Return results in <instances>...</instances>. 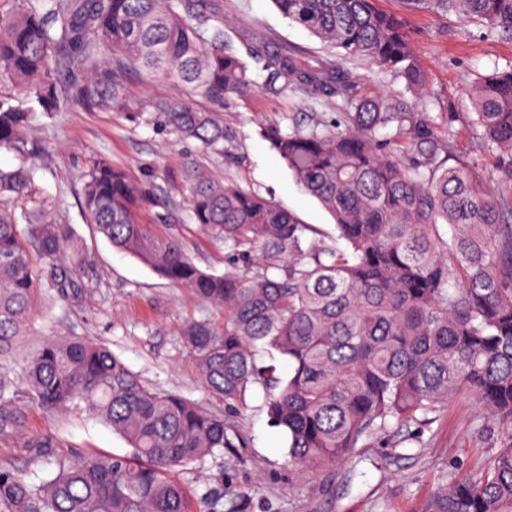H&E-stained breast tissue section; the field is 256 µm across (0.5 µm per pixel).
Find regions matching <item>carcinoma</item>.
<instances>
[{
	"mask_svg": "<svg viewBox=\"0 0 512 512\" xmlns=\"http://www.w3.org/2000/svg\"><path fill=\"white\" fill-rule=\"evenodd\" d=\"M201 2L25 0L0 17V80L14 89L0 96V153L19 160L0 168V438L22 434L35 405L84 412L129 447L74 454L39 482L1 466L6 512H193L178 472L229 445L224 415L146 384L105 345L33 332L42 301L74 297L88 263L71 225L34 193L30 161L40 146L28 129L36 109L49 116L98 105L81 73L102 56L114 97L135 73L205 99L208 111L186 100L156 109L182 138L224 150L212 113L258 86ZM272 2L337 60L313 66L263 45L252 55L263 88L352 108L331 125L272 132L296 181L334 215L336 233L318 237L271 200L193 168V219L224 243L218 274L199 268L178 236L139 221L144 192L108 159L85 175L81 206L113 248L224 311L221 324L205 318L183 330L202 383L228 405L261 389L286 437L289 470L329 492L338 466L379 438L398 448L404 431L458 397L512 431V68L468 93V126L495 155L508 183L500 189L455 155L451 119L359 94L362 77L345 65L352 59L402 77L410 91L426 85L405 20L373 0ZM406 3L512 41V0ZM259 352L278 354L286 374L258 365ZM420 512H512V434L487 467L444 473Z\"/></svg>",
	"mask_w": 512,
	"mask_h": 512,
	"instance_id": "carcinoma-1",
	"label": "carcinoma"
}]
</instances>
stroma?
Masks as SVG:
<instances>
[{
    "instance_id": "obj_1",
    "label": "stroma",
    "mask_w": 512,
    "mask_h": 512,
    "mask_svg": "<svg viewBox=\"0 0 512 512\" xmlns=\"http://www.w3.org/2000/svg\"><path fill=\"white\" fill-rule=\"evenodd\" d=\"M376 6L407 21L427 84L411 95L405 92L403 79L362 63L361 94L403 97L414 112L455 113L457 156L477 161L484 175L497 181L494 156L481 151L464 116L471 109L467 92L477 76L512 65V42L489 39L482 26L461 22L452 14L410 10L403 0H376ZM206 13L224 21L241 55L262 42L288 46L310 63L329 57L316 38L289 23L271 0H206ZM108 68L102 60L89 74L101 106H75L37 117L29 130L45 148L36 160V188L65 216L90 255L78 301L47 305L35 328L47 337L83 336L105 342L149 385L223 413L229 448L179 474L202 512H419L444 471L464 475L486 465L511 431L472 399L458 398L437 421L412 426L402 458H391L389 449L380 445L363 449L356 468L337 469L336 485L326 494L318 482L297 480L289 471L286 440L269 421L261 389L248 392L232 408L204 389L181 333L193 320H221L220 311L118 252L87 224L81 208L83 176L101 157L124 167L147 193L141 221L153 225L157 234H177L200 268L220 273L224 246L192 220L189 170L200 167L218 180L237 182L318 231L333 232L332 215L300 187L273 149L270 135L275 129L290 132L298 123L333 121L343 106L313 103L291 89L273 94L257 90L216 113L228 136L219 153L179 139L163 127L153 105L179 98V88L133 75L116 99L106 80ZM45 439L54 450L48 459L36 456L31 447L33 441ZM127 449L111 428L88 415L51 414L32 406L24 435L0 439V465L37 481L55 471L56 459L76 452L123 454Z\"/></svg>"
}]
</instances>
